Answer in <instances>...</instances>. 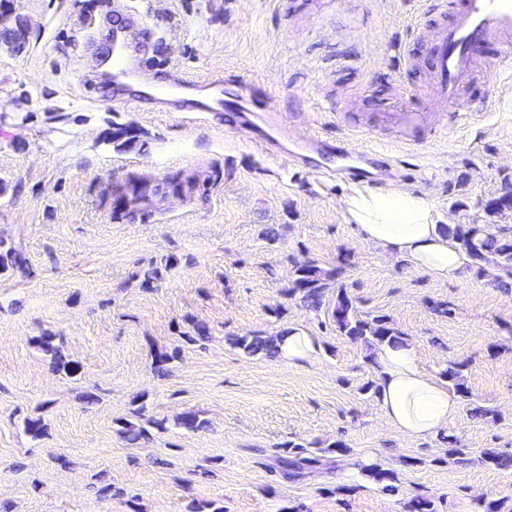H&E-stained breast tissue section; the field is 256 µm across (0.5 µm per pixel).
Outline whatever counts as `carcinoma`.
<instances>
[{
    "label": "carcinoma",
    "mask_w": 512,
    "mask_h": 512,
    "mask_svg": "<svg viewBox=\"0 0 512 512\" xmlns=\"http://www.w3.org/2000/svg\"><path fill=\"white\" fill-rule=\"evenodd\" d=\"M451 240L470 259L482 275L490 277L497 288H512V237L505 232L491 231L489 224H456L448 230ZM26 259L23 253L9 249L0 253V268L12 265L23 268ZM341 273L339 268H324L313 261H306L293 271L292 286L287 295H301L303 304L318 312L323 305L326 291L336 289V299L331 311V319L336 331L371 351L377 345L387 341L396 343L403 340L401 333L391 327L389 319L383 315H363L348 296L346 290L337 283ZM234 345L250 355L263 353L268 356L276 354V343L272 336H240ZM37 346L50 355L52 369L75 376L80 366L73 360L66 359L61 351L52 344V337L40 336ZM463 363H451L444 371L443 378L448 381V389L463 399H470L471 393L463 375ZM120 433L134 444L146 436V428L137 421H122Z\"/></svg>",
    "instance_id": "carcinoma-1"
}]
</instances>
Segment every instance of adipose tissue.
<instances>
[{
	"mask_svg": "<svg viewBox=\"0 0 512 512\" xmlns=\"http://www.w3.org/2000/svg\"><path fill=\"white\" fill-rule=\"evenodd\" d=\"M348 223L360 238L403 260L434 281L459 279L469 263L454 247L447 225L425 195L398 187L352 185L344 199ZM320 340L304 328H289L277 341V356L291 366L313 361ZM378 393L384 420L410 438H432L447 428L458 409L456 398L422 365L414 345L383 343L373 350Z\"/></svg>",
	"mask_w": 512,
	"mask_h": 512,
	"instance_id": "adipose-tissue-1",
	"label": "adipose tissue"
}]
</instances>
